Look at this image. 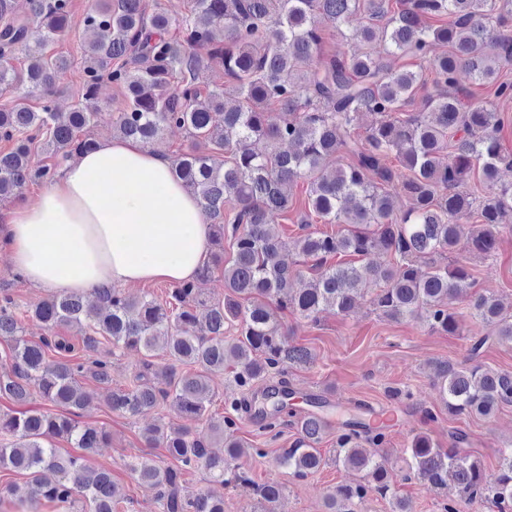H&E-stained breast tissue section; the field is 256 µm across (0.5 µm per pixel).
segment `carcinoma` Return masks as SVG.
Masks as SVG:
<instances>
[{"instance_id": "carcinoma-1", "label": "carcinoma", "mask_w": 512, "mask_h": 512, "mask_svg": "<svg viewBox=\"0 0 512 512\" xmlns=\"http://www.w3.org/2000/svg\"><path fill=\"white\" fill-rule=\"evenodd\" d=\"M13 2L0 0V93L24 94L0 107V140L11 144L0 153V202L56 176L48 165H32V147L59 163L95 148L96 141L82 133L93 119L99 88L110 83L124 95L113 136L148 146L170 127L187 131L191 147L173 160L172 174L197 197L214 248L195 279L171 289L165 302L103 286L93 290V304L83 296L53 294L20 311L9 289L0 287V340L9 343L8 363L0 362L9 368L0 372V398L26 405L36 394L59 409L0 413V470L28 478V496L16 512L64 506L78 496L83 512H119L111 474L84 455L55 447L63 438L91 453L112 440L105 427L77 420V411L90 403L88 381L106 390L104 403L112 412L139 418L169 404L184 421L179 428L154 423L142 430L148 447L163 449L165 463L138 457L127 463L164 512H224L223 496L187 485L186 476L198 470L212 483L250 489L261 504L257 512H274L283 486L257 484L228 464L244 447L237 436L239 397L253 392L266 374L282 376L288 365L308 360L305 348L288 344L270 303L316 321L326 312L349 314L371 284L370 302L384 317L409 316L433 331L457 334L462 325L450 301L471 287L473 275L460 260H441L463 251L488 256L499 230L512 228V184L496 186L499 170L512 169V152L499 137L503 119L455 90L457 74L465 70L495 98L512 100V78L505 72L512 65V0H189L175 23L158 3L100 0L84 19L90 38L80 100L65 113L55 110L53 96L70 62L48 54L46 45L70 27L71 0H28L23 16ZM353 14L364 19L348 36L360 49L325 52L327 28H340ZM31 22L44 29L45 39L27 48L18 68L13 50L26 40ZM438 43L448 52L435 55ZM489 46L497 52L487 53ZM406 58L419 64L405 65ZM204 70L215 77L205 90L198 83ZM429 80L435 90L420 111H406ZM227 83L238 91L231 106L224 102ZM32 98L41 106H32ZM368 115L372 123L361 134ZM331 158L335 168L329 170ZM299 179L306 201L295 246L311 263L306 277L282 260L286 243L269 220L288 211V188ZM397 183L405 196L399 207L392 194ZM479 185L492 192L476 208ZM315 218L340 229L311 231ZM227 224L233 225V253L226 261ZM375 252L387 261L372 262ZM338 255L357 262L327 264ZM218 268L224 300L211 302L198 284ZM471 309L473 317L493 324L497 341L512 343V319L501 315L494 298L478 295ZM29 319L50 331L80 326L82 355L64 336L27 339ZM488 340L472 339L463 362L438 368L441 399L453 416L490 418L512 405V372L479 361ZM159 345L171 363L157 368L151 358ZM116 349L140 351L144 360L127 387L114 389ZM48 352L57 356L49 368ZM229 362L234 392L224 398L226 415L215 418L209 415L212 375ZM297 394L310 410L276 462L304 479L326 464L316 444L329 426L322 409L330 402L290 388L272 400L262 429L283 425L285 399ZM202 420L207 429L199 431L195 425ZM387 429L368 418L341 424L334 462L361 477L329 493L328 512H355L370 494L390 500L392 512H410L382 449ZM406 454L408 479L441 489L451 478L467 506L512 507V448L499 451L493 473L474 453L441 448L422 433Z\"/></svg>"}]
</instances>
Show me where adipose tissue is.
Instances as JSON below:
<instances>
[{
	"mask_svg": "<svg viewBox=\"0 0 512 512\" xmlns=\"http://www.w3.org/2000/svg\"><path fill=\"white\" fill-rule=\"evenodd\" d=\"M171 167L140 142H100L14 209L0 226V245L28 282L60 294L193 280L208 228Z\"/></svg>",
	"mask_w": 512,
	"mask_h": 512,
	"instance_id": "ef3b65f1",
	"label": "adipose tissue"
}]
</instances>
